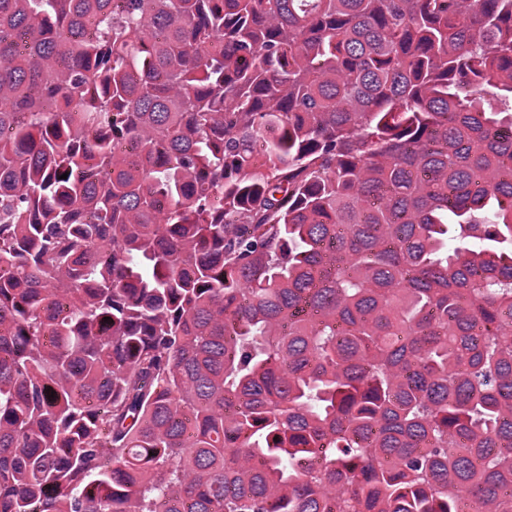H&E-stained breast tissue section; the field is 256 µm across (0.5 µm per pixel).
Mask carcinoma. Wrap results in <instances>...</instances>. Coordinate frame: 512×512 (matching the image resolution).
I'll list each match as a JSON object with an SVG mask.
<instances>
[{"label": "carcinoma", "instance_id": "obj_1", "mask_svg": "<svg viewBox=\"0 0 512 512\" xmlns=\"http://www.w3.org/2000/svg\"><path fill=\"white\" fill-rule=\"evenodd\" d=\"M461 2L0 0V512H512V0Z\"/></svg>", "mask_w": 512, "mask_h": 512}]
</instances>
